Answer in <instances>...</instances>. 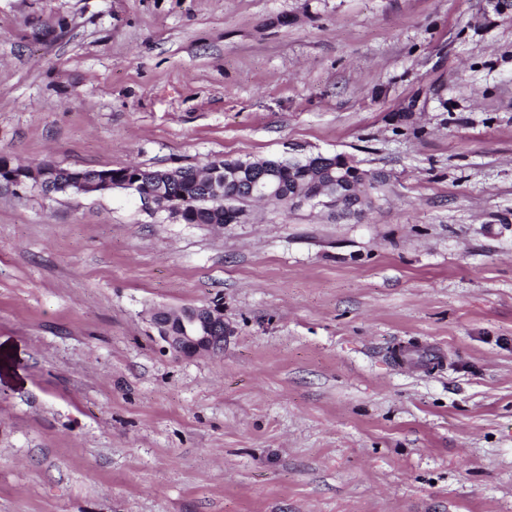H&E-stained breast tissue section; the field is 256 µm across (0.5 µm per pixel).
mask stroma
Instances as JSON below:
<instances>
[{"instance_id":"35a3bbf8","label":"stroma","mask_w":512,"mask_h":512,"mask_svg":"<svg viewBox=\"0 0 512 512\" xmlns=\"http://www.w3.org/2000/svg\"><path fill=\"white\" fill-rule=\"evenodd\" d=\"M318 153L386 174L361 218L0 184V512H512V16L0 0L1 159ZM216 301L222 353L162 351ZM162 349L177 357L192 358L224 348L230 335L224 323L223 303L160 309L151 316Z\"/></svg>"}]
</instances>
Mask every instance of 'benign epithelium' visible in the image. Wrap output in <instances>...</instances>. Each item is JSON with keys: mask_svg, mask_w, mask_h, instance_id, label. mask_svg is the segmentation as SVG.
Instances as JSON below:
<instances>
[{"mask_svg": "<svg viewBox=\"0 0 512 512\" xmlns=\"http://www.w3.org/2000/svg\"><path fill=\"white\" fill-rule=\"evenodd\" d=\"M156 179L141 174L133 177L126 174L122 177L108 170L97 174L96 179L87 184L83 175L77 174L70 180L78 191L87 187L103 192L120 184L134 188L142 204L148 208H156L158 194L154 189ZM0 183L12 186L17 190L29 188V181L24 172L9 167H0ZM300 204L339 210L342 208L341 198L334 193H321L315 198H301ZM151 324L155 328L158 339L163 343L162 349L177 357L192 358L204 353H213L224 348V342L230 335L229 327L224 323V304H202L184 306L179 309H160L151 316Z\"/></svg>", "mask_w": 512, "mask_h": 512, "instance_id": "7a95c632", "label": "benign epithelium"}]
</instances>
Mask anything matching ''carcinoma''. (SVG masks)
Instances as JSON below:
<instances>
[{
    "label": "carcinoma",
    "instance_id": "obj_1",
    "mask_svg": "<svg viewBox=\"0 0 512 512\" xmlns=\"http://www.w3.org/2000/svg\"><path fill=\"white\" fill-rule=\"evenodd\" d=\"M228 164L229 161L224 159L210 162L212 174L206 182L197 179V168L183 166L181 181L164 184L160 198L192 200V205L182 215L185 224H223L227 207L232 211L229 219L236 223L244 214L240 204L251 200V185L227 177L224 168ZM253 165L259 170L267 169L273 179L284 186L286 196L276 202L289 207L295 206L294 196H314L335 181L343 203L354 206L355 214L359 215L371 206L373 194L385 183L383 174L366 171L353 161L342 160L337 154L317 155L309 161L267 158L257 160Z\"/></svg>",
    "mask_w": 512,
    "mask_h": 512
}]
</instances>
